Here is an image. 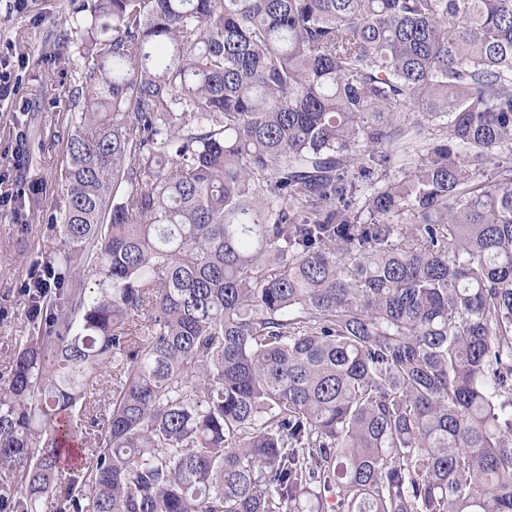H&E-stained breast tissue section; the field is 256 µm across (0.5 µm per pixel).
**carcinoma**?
Here are the masks:
<instances>
[{
  "mask_svg": "<svg viewBox=\"0 0 512 512\" xmlns=\"http://www.w3.org/2000/svg\"><path fill=\"white\" fill-rule=\"evenodd\" d=\"M52 43L0 504L512 512V0H71Z\"/></svg>",
  "mask_w": 512,
  "mask_h": 512,
  "instance_id": "obj_1",
  "label": "carcinoma"
}]
</instances>
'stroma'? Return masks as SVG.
I'll return each mask as SVG.
<instances>
[{"label": "stroma", "mask_w": 512, "mask_h": 512, "mask_svg": "<svg viewBox=\"0 0 512 512\" xmlns=\"http://www.w3.org/2000/svg\"><path fill=\"white\" fill-rule=\"evenodd\" d=\"M66 0H0V69L17 88L0 112V383L7 381L15 339L30 334L23 287L52 263L63 240L48 228L63 198L65 125L58 89L66 72L46 56L49 33L64 25Z\"/></svg>", "instance_id": "35a3bbf8"}]
</instances>
